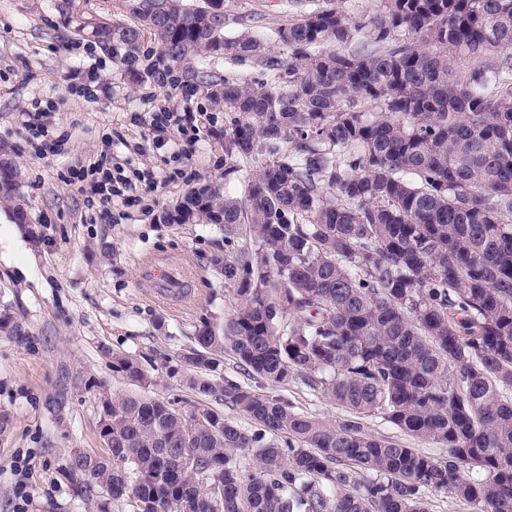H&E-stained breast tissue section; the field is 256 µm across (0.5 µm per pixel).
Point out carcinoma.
Listing matches in <instances>:
<instances>
[{
    "instance_id": "1",
    "label": "carcinoma",
    "mask_w": 512,
    "mask_h": 512,
    "mask_svg": "<svg viewBox=\"0 0 512 512\" xmlns=\"http://www.w3.org/2000/svg\"><path fill=\"white\" fill-rule=\"evenodd\" d=\"M371 15L318 6L260 34L224 35V0H120L131 26L87 23L141 81L204 87L236 112L224 177L264 157L244 198L193 186L166 224H212L256 248L215 257L237 314L205 321L189 388L255 424L145 395L150 377L116 355L136 390L101 400L105 453L71 474L133 512H429L432 492L512 512V0H380ZM157 54L143 52L145 36ZM254 58L288 83L221 79L195 64ZM20 167L0 147V201L25 220ZM0 336L30 340L0 311ZM229 353L272 386L301 380L345 418L210 378ZM381 413L445 449L375 435ZM252 452L246 467L240 453Z\"/></svg>"
}]
</instances>
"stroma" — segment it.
<instances>
[{"instance_id": "35a3bbf8", "label": "stroma", "mask_w": 512, "mask_h": 512, "mask_svg": "<svg viewBox=\"0 0 512 512\" xmlns=\"http://www.w3.org/2000/svg\"><path fill=\"white\" fill-rule=\"evenodd\" d=\"M224 33L273 34L288 17L286 0H224ZM118 0H0V142L21 168L20 193L37 231L30 239L0 204V310L24 321L28 343L0 336V512H128L102 489L86 492L69 472L74 451L103 452L100 390L128 392L112 356L135 359L152 381L147 393L190 409L195 398L183 356L203 321L224 322L238 309L233 286L211 264L249 245L208 224H165L163 212L191 186L223 173L224 129L234 113L215 111L205 88L189 90L134 80L101 49L84 52L86 22L121 18ZM221 78L287 79L254 59L207 58ZM95 86L94 96L81 87ZM52 103L48 136L32 127L34 101ZM173 113L159 129L154 118ZM120 168L136 199L101 204L76 170ZM184 261L182 293L157 299L147 262ZM260 393L323 420L343 412L300 381Z\"/></svg>"}]
</instances>
